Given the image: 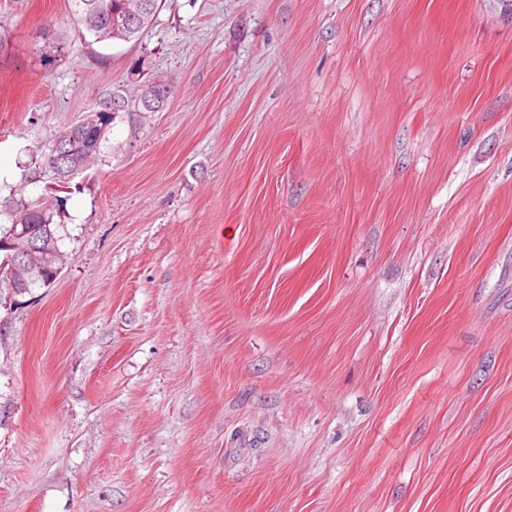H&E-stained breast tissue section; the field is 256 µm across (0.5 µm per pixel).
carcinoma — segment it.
Listing matches in <instances>:
<instances>
[{"label": "carcinoma", "instance_id": "carcinoma-1", "mask_svg": "<svg viewBox=\"0 0 512 512\" xmlns=\"http://www.w3.org/2000/svg\"><path fill=\"white\" fill-rule=\"evenodd\" d=\"M71 14L79 32L94 42L139 39L161 6V0H70ZM124 107L122 113L158 112L164 104L147 102L144 97L132 101L113 91L99 98L96 108L82 120L61 131L57 140L68 150V157H57L55 149L43 157L38 166V178L47 185L58 187L69 184L86 166L96 161L118 113L112 103ZM0 280L6 279L18 260L8 248L6 238L13 228H25L32 239L40 241L52 236L61 240V225L53 223L52 209L25 200L23 188L10 190L9 196L0 199Z\"/></svg>", "mask_w": 512, "mask_h": 512}]
</instances>
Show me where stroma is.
Instances as JSON below:
<instances>
[{
    "mask_svg": "<svg viewBox=\"0 0 512 512\" xmlns=\"http://www.w3.org/2000/svg\"><path fill=\"white\" fill-rule=\"evenodd\" d=\"M0 37L29 198L102 94L172 89L75 178L56 281L0 298V512H512V22L163 0L96 43L0 0Z\"/></svg>",
    "mask_w": 512,
    "mask_h": 512,
    "instance_id": "1",
    "label": "stroma"
}]
</instances>
